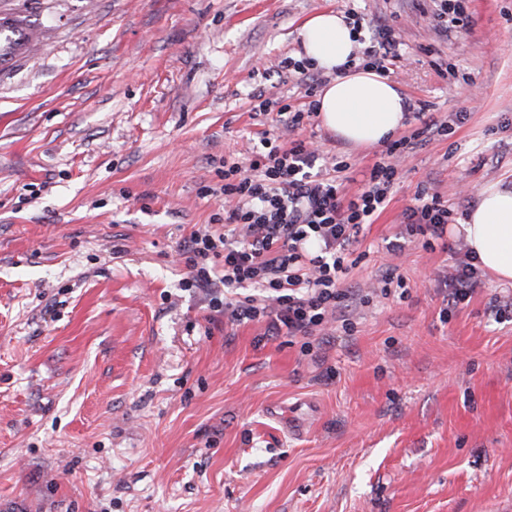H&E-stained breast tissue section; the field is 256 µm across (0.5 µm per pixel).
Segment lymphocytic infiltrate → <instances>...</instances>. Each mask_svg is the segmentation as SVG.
Instances as JSON below:
<instances>
[{"label":"lymphocytic infiltrate","mask_w":512,"mask_h":512,"mask_svg":"<svg viewBox=\"0 0 512 512\" xmlns=\"http://www.w3.org/2000/svg\"><path fill=\"white\" fill-rule=\"evenodd\" d=\"M400 46L392 26L376 27L358 51L361 67L389 74ZM413 145L410 137L388 142L383 160L349 197L335 179L348 169L346 160L333 158L334 174L328 177L315 169L319 150L311 142L298 139L284 148L263 134L249 169L224 164L223 233L198 230L185 238V288L207 291L210 308L229 322L263 321L270 335L308 337L349 303L368 304L404 287V277L391 266L364 293L340 287L339 280L353 265L363 226L386 207L397 164ZM452 221L446 201L424 188L404 212L407 234L433 240L444 238ZM480 282L475 255L465 253L448 273L449 307L470 300Z\"/></svg>","instance_id":"f902f5d3"}]
</instances>
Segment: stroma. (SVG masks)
<instances>
[{
  "mask_svg": "<svg viewBox=\"0 0 512 512\" xmlns=\"http://www.w3.org/2000/svg\"><path fill=\"white\" fill-rule=\"evenodd\" d=\"M49 32L0 62V512H504L512 504V284L483 274L450 316L464 247L404 237L418 187L464 222L512 184V0H469L437 37L431 0H28ZM394 24L405 98L450 134L398 168L347 288L385 266L403 293L352 304L306 342L228 325L179 255L222 233L224 157L249 166L267 116L304 102L314 14ZM346 195L381 158L312 119ZM404 237L402 252L389 242ZM354 324L344 333L343 319Z\"/></svg>",
  "mask_w": 512,
  "mask_h": 512,
  "instance_id": "1",
  "label": "stroma"
}]
</instances>
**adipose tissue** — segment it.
<instances>
[{
  "mask_svg": "<svg viewBox=\"0 0 512 512\" xmlns=\"http://www.w3.org/2000/svg\"><path fill=\"white\" fill-rule=\"evenodd\" d=\"M305 58L334 73L318 96L322 124L355 146L383 142L403 125L404 99L387 78L349 66L359 48L351 25L333 11L310 17L299 32ZM480 265L504 283H512V189L483 187L463 224L455 229Z\"/></svg>",
  "mask_w": 512,
  "mask_h": 512,
  "instance_id": "obj_1",
  "label": "adipose tissue"
}]
</instances>
